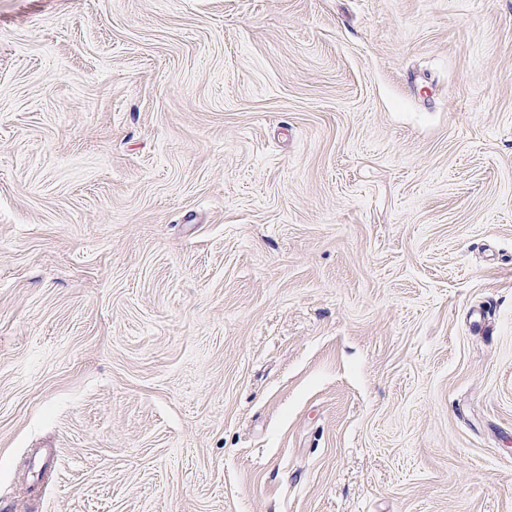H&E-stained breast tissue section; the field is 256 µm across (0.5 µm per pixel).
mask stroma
Masks as SVG:
<instances>
[{"label": "stroma", "instance_id": "35a3bbf8", "mask_svg": "<svg viewBox=\"0 0 512 512\" xmlns=\"http://www.w3.org/2000/svg\"><path fill=\"white\" fill-rule=\"evenodd\" d=\"M0 500L512 512V0H0Z\"/></svg>", "mask_w": 512, "mask_h": 512}]
</instances>
